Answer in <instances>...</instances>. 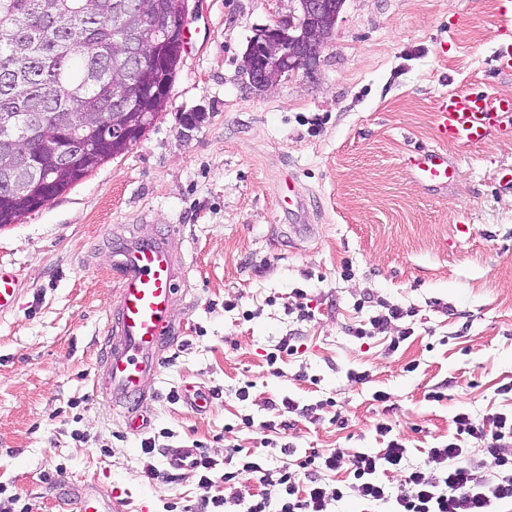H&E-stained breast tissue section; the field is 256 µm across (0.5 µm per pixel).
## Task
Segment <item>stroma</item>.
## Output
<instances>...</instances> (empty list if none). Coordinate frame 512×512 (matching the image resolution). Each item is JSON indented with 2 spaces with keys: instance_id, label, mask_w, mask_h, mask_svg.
<instances>
[{
  "instance_id": "35a3bbf8",
  "label": "stroma",
  "mask_w": 512,
  "mask_h": 512,
  "mask_svg": "<svg viewBox=\"0 0 512 512\" xmlns=\"http://www.w3.org/2000/svg\"><path fill=\"white\" fill-rule=\"evenodd\" d=\"M188 5L166 111L129 152L0 228V263L20 288L0 316V512H19L14 494L31 512H62L87 482L120 493L125 512L201 495L195 471L148 477L142 437L93 391L116 288L109 233L181 226L173 245L192 265L148 382L157 468L163 449L197 442L220 463L238 452L273 467L284 444L298 459L376 452L383 422L407 449L384 477L396 495L430 448L455 440L481 455L457 435V413H512L500 392L512 384V128L473 147L436 138L448 93L512 94V70L493 59L512 41L500 28L512 0H345L318 58L268 93L250 86L242 55L290 0ZM438 146L457 174L428 186L408 157ZM289 175L306 198L303 237L289 228ZM383 302L404 317L355 338ZM286 336L296 352L279 351ZM200 392L203 412L190 406ZM286 399L297 409L278 417Z\"/></svg>"
}]
</instances>
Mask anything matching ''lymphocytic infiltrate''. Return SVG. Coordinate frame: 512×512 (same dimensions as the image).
<instances>
[{
    "mask_svg": "<svg viewBox=\"0 0 512 512\" xmlns=\"http://www.w3.org/2000/svg\"><path fill=\"white\" fill-rule=\"evenodd\" d=\"M456 432L480 443L485 458L474 459L455 442L428 451L425 468L411 471L398 495L380 479V473L398 469L406 448L401 440H390L379 452H359L345 457L338 450L306 455L297 469L269 468L266 460L245 457L233 471L224 472L225 484L246 479L266 485L260 497L209 495L216 462L206 448H198L194 469L203 495L197 506H184L183 512H224L226 506L239 512H328L330 501L347 496L369 505L387 504L391 512H495L496 507L512 505V454L502 449L504 439H512V418L497 413L475 418L466 413L455 415ZM493 473H486V466ZM346 469L349 479L335 488H326L320 475L325 471Z\"/></svg>",
    "mask_w": 512,
    "mask_h": 512,
    "instance_id": "obj_1",
    "label": "lymphocytic infiltrate"
}]
</instances>
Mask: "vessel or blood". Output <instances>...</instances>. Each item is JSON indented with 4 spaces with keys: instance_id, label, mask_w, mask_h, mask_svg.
<instances>
[{
    "instance_id": "vessel-or-blood-1",
    "label": "vessel or blood",
    "mask_w": 512,
    "mask_h": 512,
    "mask_svg": "<svg viewBox=\"0 0 512 512\" xmlns=\"http://www.w3.org/2000/svg\"><path fill=\"white\" fill-rule=\"evenodd\" d=\"M512 120V97L487 92H453L437 110L440 142L474 146ZM413 175L423 182H445L456 175L441 150L417 152L410 158ZM118 272L110 303L105 344L94 388L110 405L123 408V423L135 436L148 419L144 387L158 373L163 352L173 334L178 286L191 266L175 250L168 235H132L108 244ZM18 277L0 264V314L18 301ZM71 512H123L124 502L102 486L82 484L71 489Z\"/></svg>"
}]
</instances>
